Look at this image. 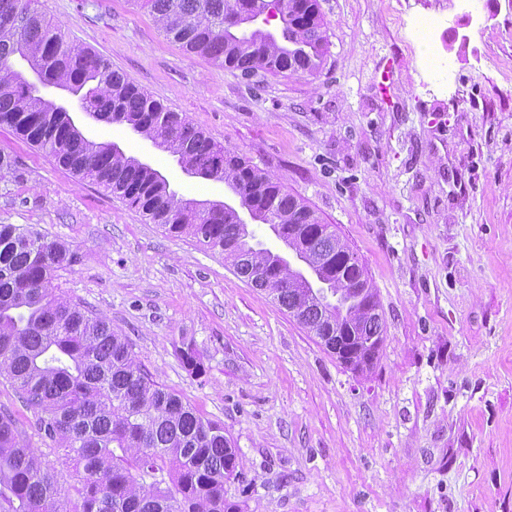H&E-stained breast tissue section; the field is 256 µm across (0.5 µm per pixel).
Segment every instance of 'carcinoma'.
<instances>
[{"label":"carcinoma","mask_w":512,"mask_h":512,"mask_svg":"<svg viewBox=\"0 0 512 512\" xmlns=\"http://www.w3.org/2000/svg\"><path fill=\"white\" fill-rule=\"evenodd\" d=\"M166 35L189 53L246 74L317 71L326 39L318 0H288L275 36L249 21L274 0H142ZM34 0H0V125L15 130L62 166L119 195L128 206L175 236H190L231 260L242 280L264 288L277 279L274 300L299 311L298 322L315 336L330 335L327 317L352 324L364 343V368L383 343L384 321L365 308L377 303L361 264L342 274L336 253L349 251L304 199L234 151L215 142L112 69L103 55L61 37ZM50 82L70 86L85 105L110 123L154 141L197 177L234 188L240 208L290 240L295 224L316 232L301 238L302 257L317 269L314 286L299 281L284 258L250 245L252 234L233 212L213 202L183 199L159 171L135 165L111 143L86 138L54 103L23 86L11 59ZM77 253L16 224H0V376L37 412L41 441L63 451L78 481L73 512H241L224 498L236 476L237 449L224 426L203 419L179 395L155 381L137 362L128 340L65 297L56 272ZM356 279L365 295L349 289ZM195 375L204 371L192 345L180 350ZM58 474L19 435L15 420L0 415V512H60Z\"/></svg>","instance_id":"cac0c4a2"}]
</instances>
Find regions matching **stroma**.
<instances>
[{"mask_svg": "<svg viewBox=\"0 0 512 512\" xmlns=\"http://www.w3.org/2000/svg\"><path fill=\"white\" fill-rule=\"evenodd\" d=\"M319 0L313 73L243 74L186 52L137 0H37L66 41L248 158L332 225L365 265L386 322L374 366L342 365L220 251L174 237L0 126V224L69 243L55 284L238 450L224 485L245 512H512V0ZM442 13L437 86L410 37ZM85 131L159 170L179 196L221 181L119 124ZM203 361H181L182 341ZM0 412L61 472L35 412L0 377Z\"/></svg>", "mask_w": 512, "mask_h": 512, "instance_id": "1", "label": "stroma"}]
</instances>
